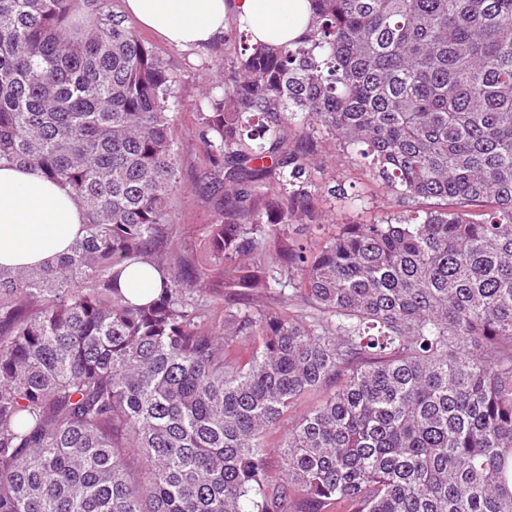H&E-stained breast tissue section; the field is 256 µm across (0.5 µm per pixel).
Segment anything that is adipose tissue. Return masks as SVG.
Listing matches in <instances>:
<instances>
[{
	"label": "adipose tissue",
	"mask_w": 512,
	"mask_h": 512,
	"mask_svg": "<svg viewBox=\"0 0 512 512\" xmlns=\"http://www.w3.org/2000/svg\"><path fill=\"white\" fill-rule=\"evenodd\" d=\"M124 11L171 45L204 46L230 24L250 31L253 43L282 45L301 38L311 17L309 0H124ZM81 202L70 190L16 164L0 163V266L36 267L68 251L82 235ZM158 271L140 263L117 286L132 303L160 288Z\"/></svg>",
	"instance_id": "1"
}]
</instances>
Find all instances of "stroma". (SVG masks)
<instances>
[{"label":"stroma","instance_id":"35a3bbf8","mask_svg":"<svg viewBox=\"0 0 512 512\" xmlns=\"http://www.w3.org/2000/svg\"><path fill=\"white\" fill-rule=\"evenodd\" d=\"M139 36L155 55L177 76V91L181 99L176 126V139L181 157L182 190L172 201L169 230L168 259L178 263L182 257L192 258L197 271L214 274L223 264L207 248L209 226L214 223L218 196L210 188L205 176L204 144L200 133L198 114L203 110L202 93L224 74L228 51L218 42L192 49L170 46L148 31ZM318 152L323 159L319 179L323 185L342 182L347 196L342 200L316 197L314 205L328 224H367L390 214L412 210L409 202H396L384 186L374 182L368 170L354 158L339 150L333 142L320 143ZM326 388L306 393L281 422L270 429L263 444L272 474H279L282 466L284 434L305 410L318 404L326 395Z\"/></svg>","mask_w":512,"mask_h":512}]
</instances>
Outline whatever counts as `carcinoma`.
Masks as SVG:
<instances>
[{
    "mask_svg": "<svg viewBox=\"0 0 512 512\" xmlns=\"http://www.w3.org/2000/svg\"><path fill=\"white\" fill-rule=\"evenodd\" d=\"M74 2L0 0V161L86 208L68 253L0 267V512H512V0H311L303 40L230 58L200 113L215 287L280 310L219 322L162 259L176 77ZM328 139L417 210L296 237ZM331 381L273 482L265 433ZM124 266L125 263L116 267V269H124L118 278L117 286L133 304L140 305L147 302L156 290L161 288L163 280L160 274L149 265L140 263L126 269Z\"/></svg>",
    "mask_w": 512,
    "mask_h": 512,
    "instance_id": "cac0c4a2",
    "label": "carcinoma"
}]
</instances>
